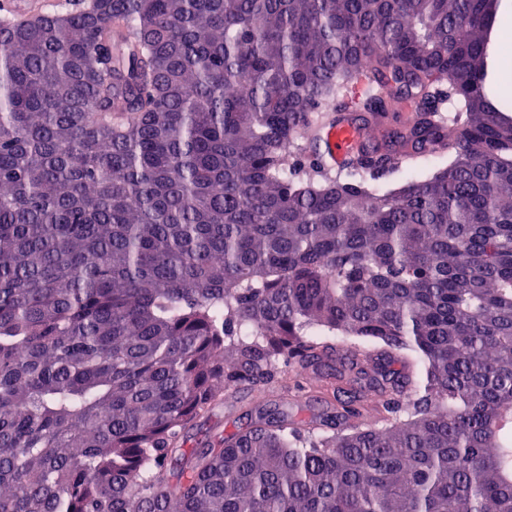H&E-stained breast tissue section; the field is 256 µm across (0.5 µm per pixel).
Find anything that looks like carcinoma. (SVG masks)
Segmentation results:
<instances>
[{"mask_svg": "<svg viewBox=\"0 0 512 512\" xmlns=\"http://www.w3.org/2000/svg\"><path fill=\"white\" fill-rule=\"evenodd\" d=\"M499 2L0 20V512H512ZM315 112L365 131L353 179L323 162ZM435 153L432 176L367 189ZM328 362L350 388L321 423L260 405L184 447L225 391Z\"/></svg>", "mask_w": 512, "mask_h": 512, "instance_id": "1", "label": "carcinoma"}]
</instances>
